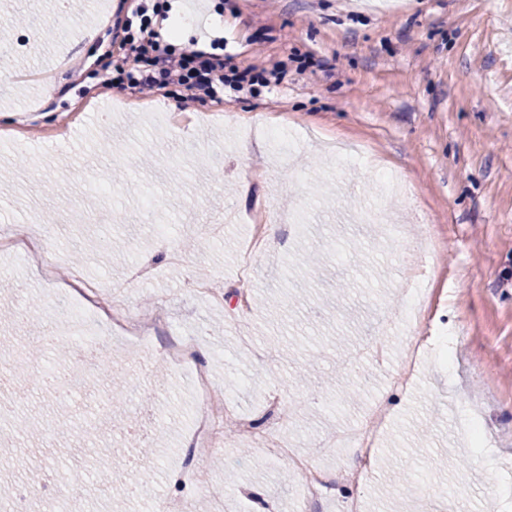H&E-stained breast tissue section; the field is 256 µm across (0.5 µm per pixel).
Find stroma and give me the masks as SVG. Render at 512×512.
I'll return each mask as SVG.
<instances>
[{"label":"stroma","mask_w":512,"mask_h":512,"mask_svg":"<svg viewBox=\"0 0 512 512\" xmlns=\"http://www.w3.org/2000/svg\"><path fill=\"white\" fill-rule=\"evenodd\" d=\"M183 22L173 48L224 41L226 66L280 75L260 91L214 99L169 86L144 97L118 83L137 65L113 22L138 0H0V232L35 227L51 251L81 250L102 301L126 295L159 314L149 348L101 340L125 374L127 403L94 387L59 402L38 387L69 373L45 338L63 326L52 289L17 262L0 266V349L38 348L35 366L0 363V405L38 434L0 429V486L77 470L85 512H151L129 480L206 512H295L301 477L250 446L240 418L267 422L280 394L282 432L336 476L311 512L357 497L362 512H466L512 505V0H150ZM371 151L411 185L381 197L373 170L336 146ZM384 198L387 223L354 218ZM266 208L293 214L245 273L250 227L225 220ZM124 247L113 263L108 245ZM443 266L427 347L406 385L390 379L414 337L386 317L425 264ZM221 284L223 300L202 293ZM172 334L201 340L195 359L224 387V447L201 459V489L181 487L193 391L161 352ZM417 334V335H418ZM391 416L369 459L336 448L376 398ZM124 429L88 443L76 424L102 414ZM141 456L139 472L116 456ZM233 485H226L227 475Z\"/></svg>","instance_id":"stroma-1"}]
</instances>
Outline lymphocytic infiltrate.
Instances as JSON below:
<instances>
[{"label":"lymphocytic infiltrate","mask_w":512,"mask_h":512,"mask_svg":"<svg viewBox=\"0 0 512 512\" xmlns=\"http://www.w3.org/2000/svg\"><path fill=\"white\" fill-rule=\"evenodd\" d=\"M134 15V20L125 21L120 31L131 51L143 57L145 66L121 72L119 79L135 92L148 95L166 86L178 85L215 98L228 86L239 88L246 83H264V75L252 73L251 69L225 70L223 40H213L206 50L188 47L177 53L167 42L166 12L152 14L142 5Z\"/></svg>","instance_id":"lymphocytic-infiltrate-1"}]
</instances>
